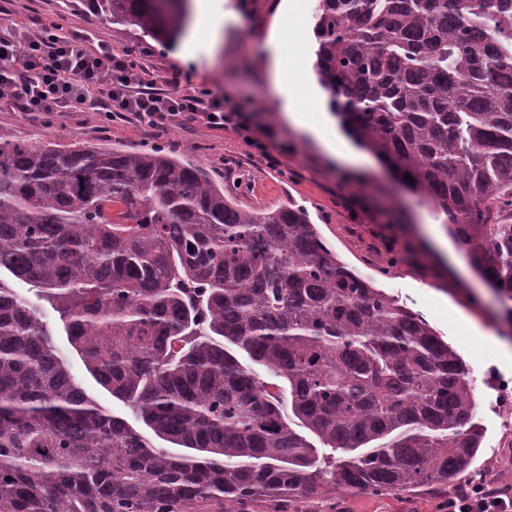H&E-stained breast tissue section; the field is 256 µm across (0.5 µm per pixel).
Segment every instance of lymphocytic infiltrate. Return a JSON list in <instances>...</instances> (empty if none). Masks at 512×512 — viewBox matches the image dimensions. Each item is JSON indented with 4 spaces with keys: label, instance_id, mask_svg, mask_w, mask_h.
Segmentation results:
<instances>
[{
    "label": "lymphocytic infiltrate",
    "instance_id": "lymphocytic-infiltrate-1",
    "mask_svg": "<svg viewBox=\"0 0 512 512\" xmlns=\"http://www.w3.org/2000/svg\"><path fill=\"white\" fill-rule=\"evenodd\" d=\"M0 107L21 112L92 110L107 120L132 119L155 129L185 116L213 129L245 120L225 111L224 102L206 89L146 86L137 64L109 50H93L58 27L0 31ZM442 512H512V496L483 484L461 488L441 502Z\"/></svg>",
    "mask_w": 512,
    "mask_h": 512
}]
</instances>
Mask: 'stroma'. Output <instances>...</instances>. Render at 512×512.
I'll use <instances>...</instances> for the list:
<instances>
[{"label": "stroma", "instance_id": "stroma-1", "mask_svg": "<svg viewBox=\"0 0 512 512\" xmlns=\"http://www.w3.org/2000/svg\"><path fill=\"white\" fill-rule=\"evenodd\" d=\"M313 6L314 0H224V21L214 26L200 0H191L182 33L163 45L125 33L80 0H0V27L58 24L93 46L127 55L147 83L170 79L179 88L206 87L229 99L248 115L270 155L262 157L232 127L211 129L187 119L153 130L133 120L107 123L97 112L2 110L0 134L28 142L161 148L206 171L241 208L271 210L291 201L306 209L344 263L422 314L464 358L484 427L474 466L493 474L494 487L512 489V461L501 457L512 443V360L485 339L489 332L512 335L497 295L456 243L436 247L448 234L442 217L389 167L376 159L358 166L337 161L274 104L267 63L276 56L307 78L320 100L328 98L314 72ZM445 497L429 487L381 495L355 490L338 494L329 509L296 501L286 512H438Z\"/></svg>", "mask_w": 512, "mask_h": 512}]
</instances>
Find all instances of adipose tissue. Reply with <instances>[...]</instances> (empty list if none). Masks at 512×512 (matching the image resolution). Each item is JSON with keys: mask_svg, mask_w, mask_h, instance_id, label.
I'll use <instances>...</instances> for the list:
<instances>
[{"mask_svg": "<svg viewBox=\"0 0 512 512\" xmlns=\"http://www.w3.org/2000/svg\"><path fill=\"white\" fill-rule=\"evenodd\" d=\"M272 95L282 111L295 124L311 133L333 158L348 161L352 155L342 144L332 120L322 111V104L311 93L309 85L298 83L282 61L272 67Z\"/></svg>", "mask_w": 512, "mask_h": 512, "instance_id": "obj_1", "label": "adipose tissue"}]
</instances>
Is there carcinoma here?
<instances>
[{"label":"carcinoma","instance_id":"obj_1","mask_svg":"<svg viewBox=\"0 0 512 512\" xmlns=\"http://www.w3.org/2000/svg\"><path fill=\"white\" fill-rule=\"evenodd\" d=\"M175 40L188 0H85ZM314 71L445 217L512 326V0H316ZM413 177V182L404 175ZM0 512H224L445 489L481 453L469 368L308 212L244 210L161 149L0 137ZM123 411L76 381L50 318ZM283 383L285 393L271 390Z\"/></svg>","mask_w":512,"mask_h":512}]
</instances>
